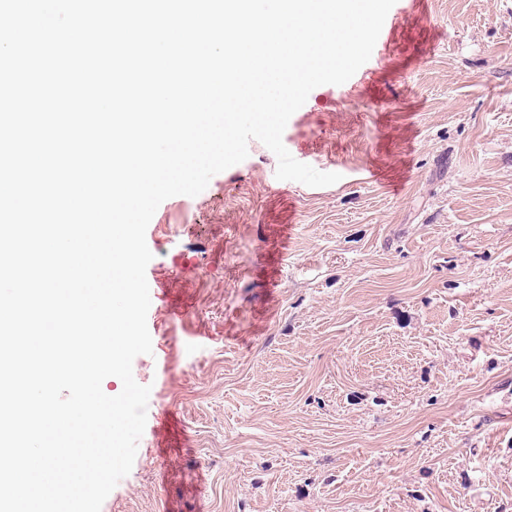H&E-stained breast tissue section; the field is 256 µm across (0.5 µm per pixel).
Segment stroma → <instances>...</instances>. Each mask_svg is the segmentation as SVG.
Returning <instances> with one entry per match:
<instances>
[{
	"instance_id": "1",
	"label": "stroma",
	"mask_w": 512,
	"mask_h": 512,
	"mask_svg": "<svg viewBox=\"0 0 512 512\" xmlns=\"http://www.w3.org/2000/svg\"><path fill=\"white\" fill-rule=\"evenodd\" d=\"M283 143L339 181L253 140L147 228V422L101 512H512V0H396Z\"/></svg>"
}]
</instances>
